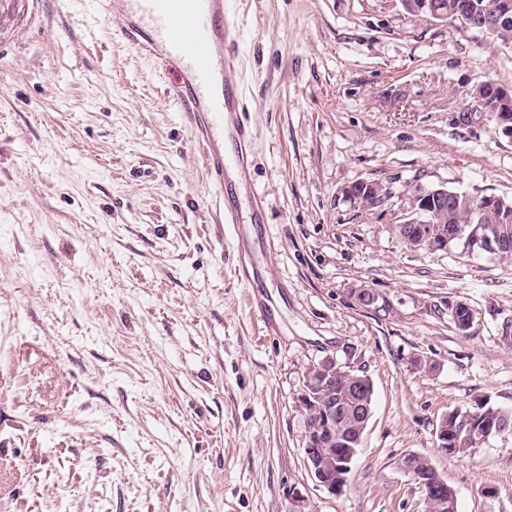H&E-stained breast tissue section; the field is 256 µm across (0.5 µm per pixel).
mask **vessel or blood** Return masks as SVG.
<instances>
[{
    "label": "vessel or blood",
    "mask_w": 512,
    "mask_h": 512,
    "mask_svg": "<svg viewBox=\"0 0 512 512\" xmlns=\"http://www.w3.org/2000/svg\"><path fill=\"white\" fill-rule=\"evenodd\" d=\"M38 0H0V56L33 26ZM101 15L116 14L118 38L138 53L180 61L183 78L165 94L193 128L216 197L230 178L248 181L252 135L239 119L238 45L230 0H95ZM262 221V199L251 213L218 205L216 222L239 229Z\"/></svg>",
    "instance_id": "1"
}]
</instances>
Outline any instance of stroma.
<instances>
[{"mask_svg":"<svg viewBox=\"0 0 512 512\" xmlns=\"http://www.w3.org/2000/svg\"><path fill=\"white\" fill-rule=\"evenodd\" d=\"M233 8L255 133L236 195L265 201L237 237L165 96L178 62L127 49L92 0H41L0 60V512H291L296 491L311 512H426L409 454L457 512H512V435L468 455L435 436L480 399L512 408V257L395 233L414 180L512 198V140L466 112L477 85L512 89V47L399 0ZM356 181L394 195L363 210ZM327 356L374 389L336 494L299 403Z\"/></svg>","mask_w":512,"mask_h":512,"instance_id":"35a3bbf8","label":"stroma"}]
</instances>
